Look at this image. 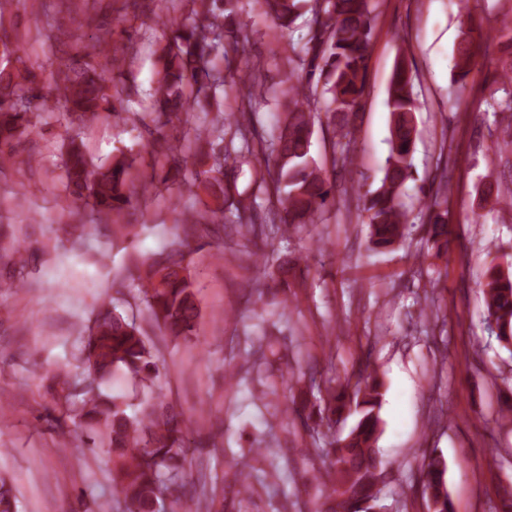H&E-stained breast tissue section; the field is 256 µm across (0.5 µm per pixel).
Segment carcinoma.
<instances>
[{
    "label": "carcinoma",
    "mask_w": 512,
    "mask_h": 512,
    "mask_svg": "<svg viewBox=\"0 0 512 512\" xmlns=\"http://www.w3.org/2000/svg\"><path fill=\"white\" fill-rule=\"evenodd\" d=\"M301 0H262L265 13L278 29L293 26ZM197 18L171 23V36L163 49L164 66L154 91L158 115L184 112L194 105L204 106L209 92L220 81L210 67L211 55L228 58L238 52V42L229 28L220 25L235 14L234 0H199ZM307 32L286 57L288 77L282 81L284 120L271 143L270 154L255 157L254 171L262 160L274 159L279 195L273 216L280 224L272 230L297 231L315 223L334 201V186L325 178L311 155L314 122L311 99L325 98L327 116L339 128L337 141L343 161L350 160L354 144L347 116L363 95L367 61L370 55L374 17L371 0H314ZM507 30L500 62V86L487 100L493 114L509 113L512 118V20L502 22ZM477 45L471 30L461 31L455 69L459 80L467 78L474 64ZM307 70L308 79L296 77V67ZM112 62L85 61L51 74L46 85L26 97L12 73L0 71V157L4 148L25 133L31 121L32 100H45L60 91L71 121L80 124L96 119L99 112H116L112 103ZM504 96L497 97L498 92ZM387 106L391 114L390 151L380 186L366 191L364 210L368 214L369 242L376 250H389L410 234V221L401 196L414 172L413 145L416 128L407 116L415 112L412 75L406 65H396L388 87ZM224 128L213 127L198 136L196 162L208 165L195 173L215 208H206L183 219L184 241L178 247L160 252L139 272V293L151 321L160 333L174 343L191 340L200 316L197 293L189 268L183 266L181 246L207 223V214L227 209L237 214L236 231L250 228L241 223L243 214L256 204L257 195L239 191L224 183V158L217 151L224 140ZM131 165L118 159L108 167L91 169L80 146L71 143L64 161L65 187L76 202L90 206L108 222L121 214L131 202ZM428 240L448 250V211L434 198L426 204ZM487 320L495 324L496 337L504 345L512 341V275L497 265L485 270L481 284ZM82 377L74 379L64 372L51 377L49 394L61 418L58 419V445H66L71 433H80L93 452L105 448L112 458V482L124 512H179L186 489V465L192 446L183 413L154 395V379L159 373V358L144 330L126 320L104 303L98 308L80 352ZM132 379L142 388V397L133 404L110 389L115 376ZM384 382L370 363L360 368L355 388L338 384L326 388L318 405L304 403L292 407L306 430L324 426L332 431L326 456L329 468L318 480L328 488L314 512H338L336 488L347 487L350 499L363 501L371 495L377 479L384 473L376 444L380 432ZM356 415L346 435H336V423ZM446 466L432 453L422 467V483L433 512H451L445 490ZM201 493L206 512H222L224 478L202 481ZM0 512H18V497L12 483L0 476Z\"/></svg>",
    "instance_id": "1"
}]
</instances>
